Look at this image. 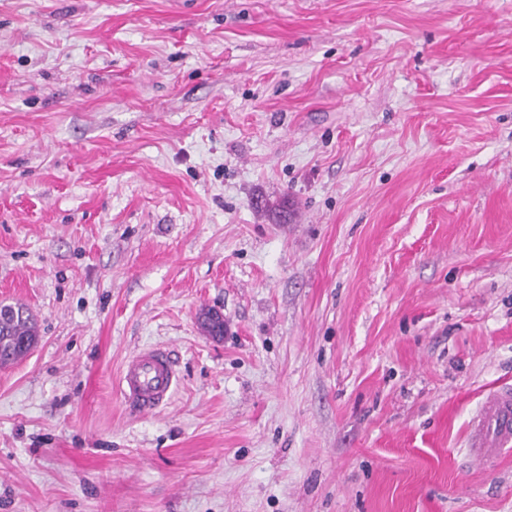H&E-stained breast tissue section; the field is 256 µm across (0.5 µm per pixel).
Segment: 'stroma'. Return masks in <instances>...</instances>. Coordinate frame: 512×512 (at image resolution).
Here are the masks:
<instances>
[{"instance_id":"obj_1","label":"stroma","mask_w":512,"mask_h":512,"mask_svg":"<svg viewBox=\"0 0 512 512\" xmlns=\"http://www.w3.org/2000/svg\"><path fill=\"white\" fill-rule=\"evenodd\" d=\"M1 301L0 512H512V0H0ZM38 341L28 309L22 304L0 305V360L13 362L26 356ZM178 383L170 351L150 346L135 351L123 364L119 392L129 412L153 414L170 401ZM512 444V388L490 393L473 418L468 443L469 454L489 465Z\"/></svg>"}]
</instances>
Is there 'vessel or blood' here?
<instances>
[{"instance_id":"b4317fda","label":"vessel or blood","mask_w":512,"mask_h":512,"mask_svg":"<svg viewBox=\"0 0 512 512\" xmlns=\"http://www.w3.org/2000/svg\"><path fill=\"white\" fill-rule=\"evenodd\" d=\"M178 383L169 350L150 346L135 351L123 364L119 392L129 412L153 414L170 401ZM512 445V388L490 393L473 418L468 450L472 457L492 464L501 452Z\"/></svg>"}]
</instances>
